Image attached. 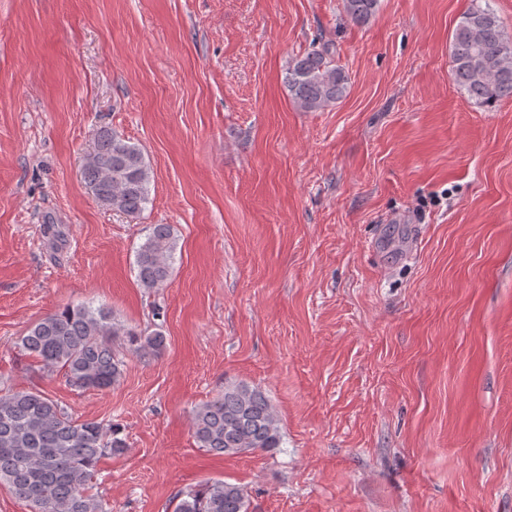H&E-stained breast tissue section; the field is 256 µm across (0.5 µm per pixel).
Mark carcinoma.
Returning <instances> with one entry per match:
<instances>
[{"label":"carcinoma","mask_w":512,"mask_h":512,"mask_svg":"<svg viewBox=\"0 0 512 512\" xmlns=\"http://www.w3.org/2000/svg\"><path fill=\"white\" fill-rule=\"evenodd\" d=\"M379 0H344L347 15L366 24ZM455 85L481 107L512 98V42L500 30L490 7L472 6L451 40ZM348 75L334 64L329 48H313L288 69V90L304 112L321 110L343 97ZM85 183L106 208L136 217L148 203L150 166L143 150L102 129L84 163ZM173 229L156 224L140 246L137 279L141 287H161L172 273ZM122 338L123 345L116 344ZM166 336L116 323L102 307L80 305L50 313L33 324L20 348L49 371H61L79 391H105L119 382L126 358L159 353ZM198 447L215 456H237L280 447L276 411L258 387L237 383L198 406L191 417ZM116 424L77 421L58 402L37 391L0 394V484L31 504L32 512H108L88 494L101 456L126 450ZM175 512H248L244 488L223 480L181 490Z\"/></svg>","instance_id":"obj_1"}]
</instances>
